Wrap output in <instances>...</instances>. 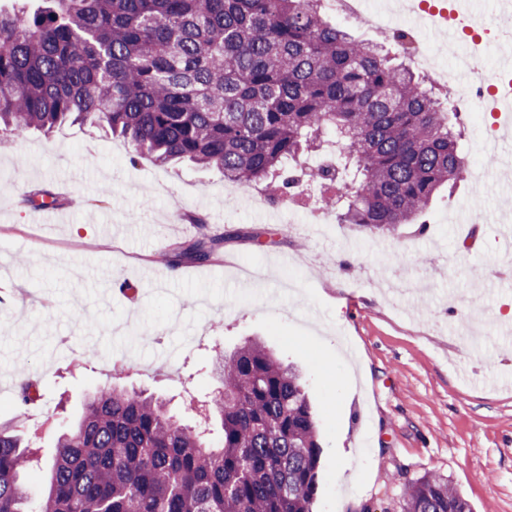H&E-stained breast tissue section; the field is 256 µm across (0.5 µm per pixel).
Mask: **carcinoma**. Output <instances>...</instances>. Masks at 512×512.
<instances>
[{"mask_svg": "<svg viewBox=\"0 0 512 512\" xmlns=\"http://www.w3.org/2000/svg\"><path fill=\"white\" fill-rule=\"evenodd\" d=\"M328 2L43 0L0 11V131L80 121L239 188L336 186L323 202L339 223L396 235L463 178L460 113L410 67L408 31L392 33L404 50L393 54L332 22ZM316 152V167L294 165ZM27 203L58 199L34 190ZM223 243L203 232L165 261L206 263ZM220 377L197 429L142 391L88 396L34 507L18 481L30 455L0 425V512H313L320 444L301 374L254 341L224 356ZM405 512L473 510L429 473Z\"/></svg>", "mask_w": 512, "mask_h": 512, "instance_id": "1", "label": "carcinoma"}]
</instances>
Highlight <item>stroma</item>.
<instances>
[{
	"label": "stroma",
	"instance_id": "obj_1",
	"mask_svg": "<svg viewBox=\"0 0 512 512\" xmlns=\"http://www.w3.org/2000/svg\"><path fill=\"white\" fill-rule=\"evenodd\" d=\"M453 107L482 178L440 192L426 230L396 237L300 211L263 224L279 200H238L218 171L158 164L88 125L0 133V424L35 450L28 495L44 493L61 415L78 421L86 395L112 385V357L128 362L124 385L191 425L190 402L219 386L206 365L257 338L306 384L321 446L313 512H405L431 472L473 512H512V278L477 279L506 260L512 176L480 147L491 118ZM37 189L60 197L61 221L25 204ZM199 217L224 235L219 261H155ZM25 378L39 389L26 410Z\"/></svg>",
	"mask_w": 512,
	"mask_h": 512
}]
</instances>
